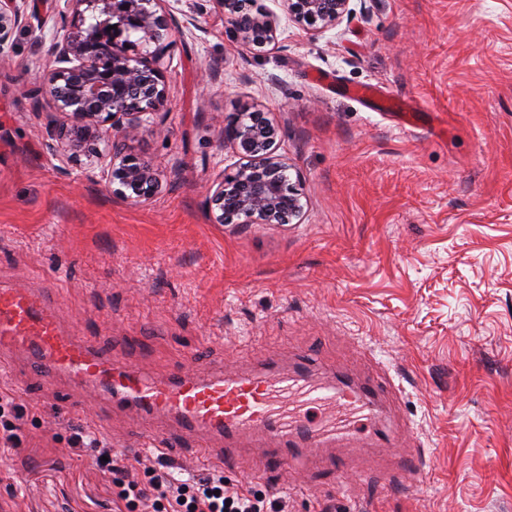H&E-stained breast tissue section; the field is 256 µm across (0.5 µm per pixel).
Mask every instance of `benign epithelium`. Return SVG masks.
I'll use <instances>...</instances> for the list:
<instances>
[{"mask_svg":"<svg viewBox=\"0 0 512 512\" xmlns=\"http://www.w3.org/2000/svg\"><path fill=\"white\" fill-rule=\"evenodd\" d=\"M68 25L53 37L54 65L42 75L45 99L62 121L49 127L55 151L78 162L101 144L89 166L107 188L132 202L153 196L158 170L135 152L147 127L162 122L170 37L163 0H63ZM350 0H287L289 18L312 36L336 28L349 15ZM242 42L262 48L278 40L273 16L246 8L247 0H213ZM30 0H0V48L26 22ZM107 17L86 23V13ZM240 163L211 187L209 203L218 224H289L300 216V178L276 154L277 129L259 110H244L222 129Z\"/></svg>","mask_w":512,"mask_h":512,"instance_id":"obj_1","label":"benign epithelium"}]
</instances>
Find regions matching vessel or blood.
Masks as SVG:
<instances>
[{
  "mask_svg": "<svg viewBox=\"0 0 512 512\" xmlns=\"http://www.w3.org/2000/svg\"><path fill=\"white\" fill-rule=\"evenodd\" d=\"M355 96L380 100L412 114L374 85ZM24 369L45 386L66 382L72 393L98 398L92 420L106 422L112 408H133L135 435L144 447L237 464L246 447L261 449L255 471L272 478L285 471L338 474L346 463L333 454L336 443L351 442L371 452L368 424L379 410L374 385L352 388L301 369L275 366L256 372L209 369L206 375L175 370L160 376L138 365L133 352L103 350L91 336L72 334L50 299L30 289L0 286V374ZM335 419H322L328 409Z\"/></svg>",
  "mask_w": 512,
  "mask_h": 512,
  "instance_id": "obj_1",
  "label": "vessel or blood"
}]
</instances>
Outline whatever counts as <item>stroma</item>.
Instances as JSON below:
<instances>
[{"instance_id": "35a3bbf8", "label": "stroma", "mask_w": 512, "mask_h": 512, "mask_svg": "<svg viewBox=\"0 0 512 512\" xmlns=\"http://www.w3.org/2000/svg\"><path fill=\"white\" fill-rule=\"evenodd\" d=\"M275 44L236 38L211 0L174 16L166 120L137 151L161 173L150 199L108 191L56 159L41 77L63 24L54 0L0 48V284L51 289L63 324L109 348L135 342L159 374L198 346L250 371L269 356L379 384L374 433L338 485L263 480L284 512H512V0H350L314 37L285 0H257ZM413 100L400 125L342 87ZM248 108L301 177L296 224L214 223L208 188L237 162L220 140ZM18 389L20 445L0 446V512H146L124 507L59 391ZM423 452L421 473L398 467Z\"/></svg>"}]
</instances>
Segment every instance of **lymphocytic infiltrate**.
<instances>
[{
	"mask_svg": "<svg viewBox=\"0 0 512 512\" xmlns=\"http://www.w3.org/2000/svg\"><path fill=\"white\" fill-rule=\"evenodd\" d=\"M73 451L92 449L102 457L101 467L108 474L118 500L141 504L151 512H277L279 499H268L266 491L251 485H227L224 468L209 465L205 473L188 479L171 474L165 456L146 465L137 452L113 457L108 437L77 426L71 436Z\"/></svg>",
	"mask_w": 512,
	"mask_h": 512,
	"instance_id": "lymphocytic-infiltrate-1",
	"label": "lymphocytic infiltrate"
}]
</instances>
